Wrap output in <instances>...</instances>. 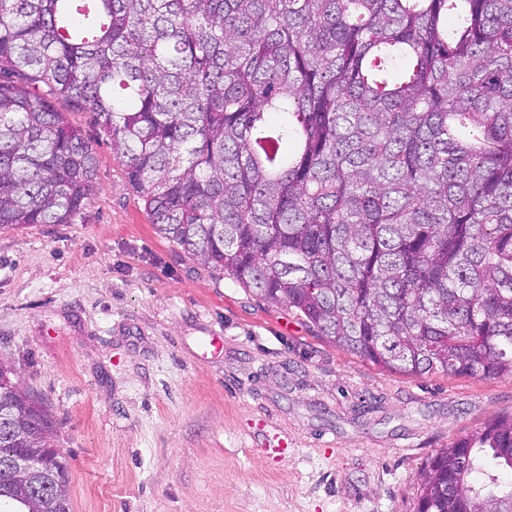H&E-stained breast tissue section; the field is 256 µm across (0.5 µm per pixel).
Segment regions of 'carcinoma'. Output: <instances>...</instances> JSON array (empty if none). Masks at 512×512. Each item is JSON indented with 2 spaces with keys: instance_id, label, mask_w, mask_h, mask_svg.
<instances>
[{
  "instance_id": "obj_1",
  "label": "carcinoma",
  "mask_w": 512,
  "mask_h": 512,
  "mask_svg": "<svg viewBox=\"0 0 512 512\" xmlns=\"http://www.w3.org/2000/svg\"><path fill=\"white\" fill-rule=\"evenodd\" d=\"M102 130L157 232L391 373L512 377V0H0V231L70 224ZM0 462L56 423L0 360ZM512 414L416 512H512ZM71 512L0 472V504Z\"/></svg>"
}]
</instances>
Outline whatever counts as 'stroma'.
<instances>
[{"label": "stroma", "mask_w": 512, "mask_h": 512, "mask_svg": "<svg viewBox=\"0 0 512 512\" xmlns=\"http://www.w3.org/2000/svg\"><path fill=\"white\" fill-rule=\"evenodd\" d=\"M53 102L95 192L0 233V357L59 427L73 512H415L427 459L512 413V377L389 373L214 275L157 234L93 114Z\"/></svg>", "instance_id": "1"}]
</instances>
